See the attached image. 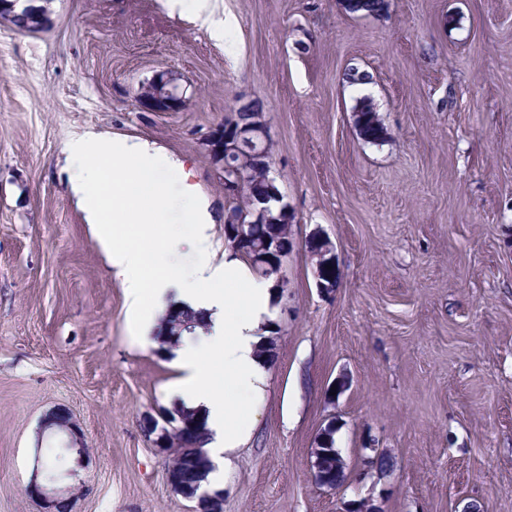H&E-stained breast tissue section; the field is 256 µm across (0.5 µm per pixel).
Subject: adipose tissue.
Returning a JSON list of instances; mask_svg holds the SVG:
<instances>
[{
  "label": "adipose tissue",
  "instance_id": "ef3b65f1",
  "mask_svg": "<svg viewBox=\"0 0 512 512\" xmlns=\"http://www.w3.org/2000/svg\"><path fill=\"white\" fill-rule=\"evenodd\" d=\"M217 0H165L169 10L188 15L223 41L227 22L216 15ZM62 152L72 172L71 186L88 223L110 249L114 273L122 278L129 308L138 317L142 335L155 327V311L164 309L169 294L182 307L204 312L210 333L203 346L175 352L180 376L175 393L196 410L212 434L209 457L239 447L252 428L250 398L262 391L268 357L262 354V333L273 322L274 292L257 278L232 248L216 252L209 234L210 219L196 184L181 174L174 187L164 176L176 163L147 143L91 133L64 143ZM185 210L193 224L190 245L198 264L184 269L171 255L181 232L170 214ZM150 240L154 250L142 248ZM150 314H143L144 306ZM222 355L223 382H215L212 352Z\"/></svg>",
  "mask_w": 512,
  "mask_h": 512
}]
</instances>
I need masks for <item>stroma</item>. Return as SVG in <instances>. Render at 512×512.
<instances>
[{
	"mask_svg": "<svg viewBox=\"0 0 512 512\" xmlns=\"http://www.w3.org/2000/svg\"><path fill=\"white\" fill-rule=\"evenodd\" d=\"M218 0L223 43L164 0H40L46 31L0 20V512L26 487L42 417L89 448L73 512H192L142 422L172 409V347L137 335L121 278L70 191L64 141L95 131L180 161L224 243L223 172L204 139L259 100L292 249L274 276V359L254 428L225 455L224 512H512V0ZM370 80L345 81L348 66ZM172 71L186 103L141 112ZM368 96L386 129L360 139ZM326 238L336 288L319 290ZM352 383L337 401L328 386ZM344 486L312 481L326 425ZM386 452L394 469L365 474Z\"/></svg>",
	"mask_w": 512,
	"mask_h": 512,
	"instance_id": "stroma-1",
	"label": "stroma"
}]
</instances>
